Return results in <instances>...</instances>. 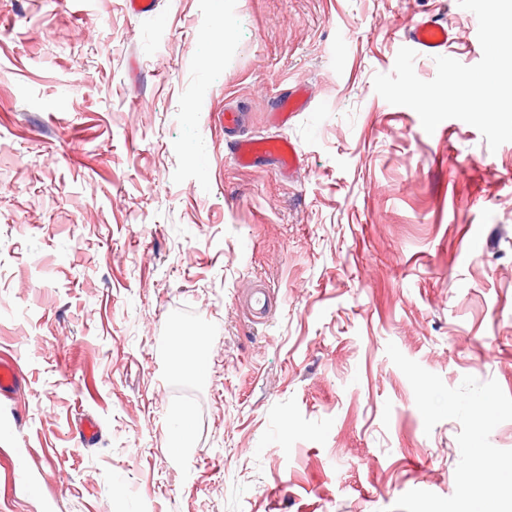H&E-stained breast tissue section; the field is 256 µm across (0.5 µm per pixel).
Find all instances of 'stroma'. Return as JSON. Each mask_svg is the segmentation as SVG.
I'll use <instances>...</instances> for the list:
<instances>
[{
	"label": "stroma",
	"instance_id": "stroma-1",
	"mask_svg": "<svg viewBox=\"0 0 512 512\" xmlns=\"http://www.w3.org/2000/svg\"><path fill=\"white\" fill-rule=\"evenodd\" d=\"M431 17L479 62L457 0H0V512L453 494L460 424L425 431L386 347L512 396V142L375 92ZM300 82L302 167H238L217 111L271 136ZM191 333L202 373L173 364ZM309 99L306 84L299 83L287 94L276 97L269 107V120L275 127H288L299 112H303ZM22 381L15 361L0 357V397H9Z\"/></svg>",
	"mask_w": 512,
	"mask_h": 512
}]
</instances>
